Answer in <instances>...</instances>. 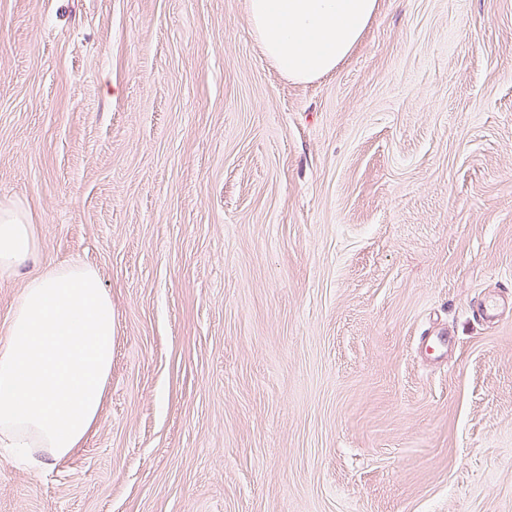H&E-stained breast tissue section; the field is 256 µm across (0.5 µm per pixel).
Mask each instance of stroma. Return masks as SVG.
Returning <instances> with one entry per match:
<instances>
[{
    "label": "stroma",
    "instance_id": "1",
    "mask_svg": "<svg viewBox=\"0 0 512 512\" xmlns=\"http://www.w3.org/2000/svg\"><path fill=\"white\" fill-rule=\"evenodd\" d=\"M247 2L0 0V339L49 266L112 301L0 512H512V0H380L307 83ZM36 240L17 212L0 208V273L12 272L24 264L36 248Z\"/></svg>",
    "mask_w": 512,
    "mask_h": 512
}]
</instances>
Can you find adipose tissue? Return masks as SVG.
<instances>
[{
    "instance_id": "ef3b65f1",
    "label": "adipose tissue",
    "mask_w": 512,
    "mask_h": 512,
    "mask_svg": "<svg viewBox=\"0 0 512 512\" xmlns=\"http://www.w3.org/2000/svg\"><path fill=\"white\" fill-rule=\"evenodd\" d=\"M377 8V0H248L266 56L298 82L334 71ZM35 248L24 218L0 209V273ZM111 370L112 302L96 271L71 264L33 277L0 343V437L67 457L95 425Z\"/></svg>"
}]
</instances>
